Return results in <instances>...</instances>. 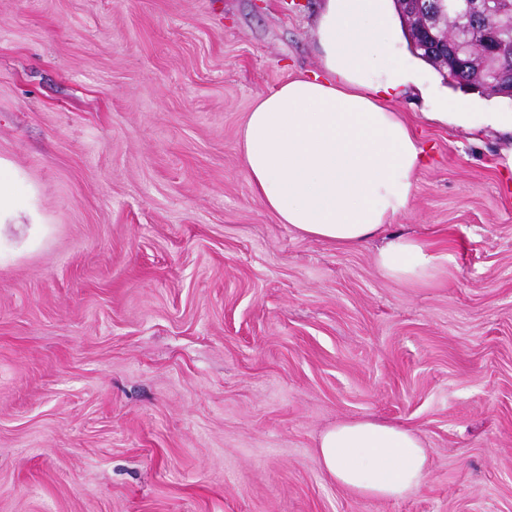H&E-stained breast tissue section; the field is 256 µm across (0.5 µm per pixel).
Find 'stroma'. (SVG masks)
<instances>
[{"mask_svg":"<svg viewBox=\"0 0 512 512\" xmlns=\"http://www.w3.org/2000/svg\"><path fill=\"white\" fill-rule=\"evenodd\" d=\"M321 0H0V159L41 224L0 252V512H512V173L494 133L427 122L392 228L437 280L279 223L242 169L255 101L319 72ZM412 428L425 482L336 484L320 435Z\"/></svg>","mask_w":512,"mask_h":512,"instance_id":"stroma-1","label":"stroma"}]
</instances>
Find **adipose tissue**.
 <instances>
[{
    "mask_svg": "<svg viewBox=\"0 0 512 512\" xmlns=\"http://www.w3.org/2000/svg\"><path fill=\"white\" fill-rule=\"evenodd\" d=\"M323 75L284 82L261 96L241 134L243 171L266 208L300 234L341 249L379 240L378 271L410 287L442 267L421 239L391 231L414 199L428 159L412 126L387 100L412 83L385 44L397 35L392 0H323L313 32ZM428 120L507 139L498 163L512 169L511 112H431ZM21 175L0 160V249L9 232L33 233L39 217L23 203ZM322 468L361 496L399 499L421 486L428 457L412 428L369 418L321 435Z\"/></svg>",
    "mask_w": 512,
    "mask_h": 512,
    "instance_id": "1",
    "label": "adipose tissue"
}]
</instances>
